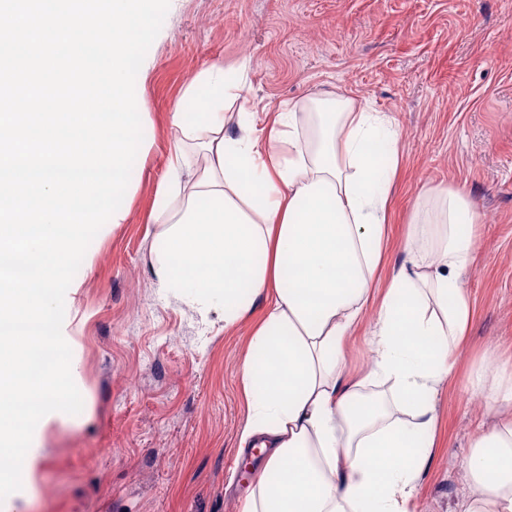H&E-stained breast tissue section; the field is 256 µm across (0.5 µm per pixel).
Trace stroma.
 Returning a JSON list of instances; mask_svg holds the SVG:
<instances>
[{
	"instance_id": "1",
	"label": "stroma",
	"mask_w": 512,
	"mask_h": 512,
	"mask_svg": "<svg viewBox=\"0 0 512 512\" xmlns=\"http://www.w3.org/2000/svg\"><path fill=\"white\" fill-rule=\"evenodd\" d=\"M139 92L151 147L134 164L126 224L94 237L65 309L83 407L43 431L19 512H241L260 464L238 450L241 363L251 319L162 295L151 269L155 191L177 134L172 112L215 63L249 60L256 114L343 94L397 121L400 165L382 276L433 189L463 190L481 214L463 280L474 318L436 403L438 443L414 512H458L462 462L493 410L470 376L484 351L512 364V0H174Z\"/></svg>"
}]
</instances>
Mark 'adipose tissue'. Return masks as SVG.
<instances>
[{
	"label": "adipose tissue",
	"mask_w": 512,
	"mask_h": 512,
	"mask_svg": "<svg viewBox=\"0 0 512 512\" xmlns=\"http://www.w3.org/2000/svg\"><path fill=\"white\" fill-rule=\"evenodd\" d=\"M244 68L201 72L178 99V145L157 190L155 282L242 322L258 301L241 364L247 418L239 448L267 454L243 512H409L437 446L434 401L473 318L462 274L478 214L460 191L413 214L386 285L388 213L400 158L391 118L339 96L224 130ZM377 303L362 376L346 342ZM486 354L472 389L500 417L474 436L461 512H512V367ZM495 373H488V366ZM381 387L367 398L369 386Z\"/></svg>",
	"instance_id": "obj_1"
}]
</instances>
